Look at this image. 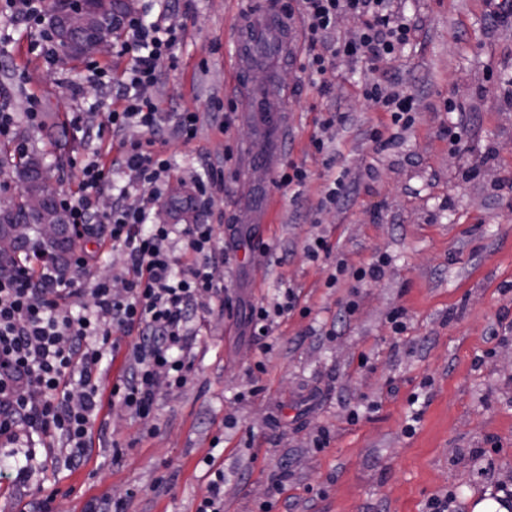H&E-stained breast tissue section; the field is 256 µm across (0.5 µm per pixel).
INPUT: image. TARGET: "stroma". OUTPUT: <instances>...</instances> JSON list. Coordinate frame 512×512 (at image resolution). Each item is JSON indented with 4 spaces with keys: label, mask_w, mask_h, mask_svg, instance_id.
<instances>
[{
    "label": "stroma",
    "mask_w": 512,
    "mask_h": 512,
    "mask_svg": "<svg viewBox=\"0 0 512 512\" xmlns=\"http://www.w3.org/2000/svg\"><path fill=\"white\" fill-rule=\"evenodd\" d=\"M249 2L130 0L146 20L162 13L185 30L149 91L163 111L199 115L190 145L163 147L174 169L165 194L188 195L192 177L224 172L223 192L193 207L224 254L215 272L224 307L202 323L188 382L160 389L148 421L104 405L78 469L63 466L60 448L41 447L21 488L12 459H0V512L49 495L54 512L105 496L125 498L126 512H196L210 456L224 470V512H261L271 493L272 512H427L444 494L473 512L512 487V110L503 106L512 23L491 17L488 0H399L419 30L395 60L374 72L337 63L323 95L298 57L266 58L257 69L282 98L283 132L238 110L223 134V106L249 95L230 67ZM37 39L0 0V113H13L12 142L42 157L56 194L75 195L81 165L112 139L104 114L128 59L102 57L112 80L101 86L88 80L87 59L36 56ZM372 72L416 97L408 130L361 98ZM451 98L463 111H446ZM33 99L36 124L25 117ZM330 108L347 118L334 169L347 171L349 190L321 213L325 159L310 139ZM454 122L462 137L452 145ZM378 125L393 139L384 150L369 137ZM291 162L311 173L298 196L272 183ZM319 236L331 252L313 262L305 248ZM380 258L379 281L352 277ZM339 263L349 272L329 284ZM287 287L297 305L260 350L249 308ZM324 431L329 442L316 449ZM115 443L127 450L118 466Z\"/></svg>",
    "instance_id": "1"
}]
</instances>
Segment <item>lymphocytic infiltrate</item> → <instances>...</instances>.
Here are the masks:
<instances>
[{
  "mask_svg": "<svg viewBox=\"0 0 512 512\" xmlns=\"http://www.w3.org/2000/svg\"><path fill=\"white\" fill-rule=\"evenodd\" d=\"M393 0H290L287 16L302 15L306 50L300 71L315 84L337 61L388 62L396 59L415 31L395 15ZM357 17L353 36L336 37L342 15ZM126 39L121 54L131 59L119 106L109 108L106 123L117 135V156H95L80 170L82 195L60 196L76 237L104 228L112 248L126 256L117 278L98 277L92 287L71 288V275L87 274L100 260L98 251L82 250L66 264L42 263L39 271L0 270V443L21 447L23 465L15 480L32 475L36 448L60 443L67 469L81 466L91 440L92 423L103 403L119 405L148 419L160 386L179 389L188 382V358L200 334L197 320L210 313L218 293L213 269L224 256L215 244L214 227L194 223L150 224L154 201L170 178L171 164L158 146L173 138L190 143L199 116L181 112L168 121L158 102L145 96L158 83L160 66L174 57L180 29L127 13L121 19ZM365 101L388 112L393 126L413 123L416 100L388 81L372 79L361 91ZM135 127L139 138L124 139ZM119 183L111 208H102L103 185ZM182 241L174 251V241ZM293 290L273 304L252 306L248 316L255 341L273 336L280 318L294 309ZM130 337L122 346L121 337ZM123 355L125 367L111 390L99 377L105 355Z\"/></svg>",
  "mask_w": 512,
  "mask_h": 512,
  "instance_id": "lymphocytic-infiltrate-1",
  "label": "lymphocytic infiltrate"
}]
</instances>
